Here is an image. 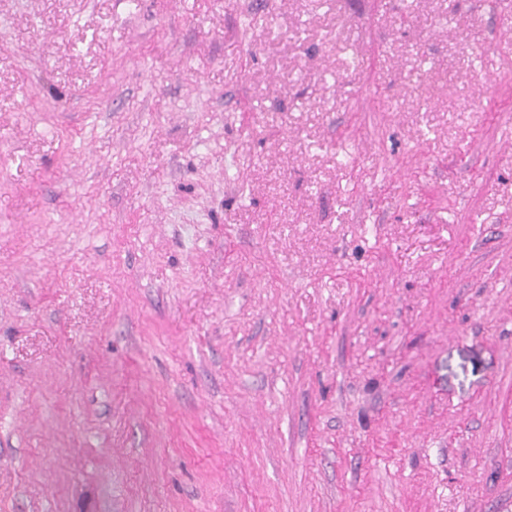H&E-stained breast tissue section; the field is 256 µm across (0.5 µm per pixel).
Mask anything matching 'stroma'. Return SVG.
I'll return each mask as SVG.
<instances>
[{
    "label": "stroma",
    "mask_w": 512,
    "mask_h": 512,
    "mask_svg": "<svg viewBox=\"0 0 512 512\" xmlns=\"http://www.w3.org/2000/svg\"><path fill=\"white\" fill-rule=\"evenodd\" d=\"M505 0H0V512H512Z\"/></svg>",
    "instance_id": "35a3bbf8"
}]
</instances>
